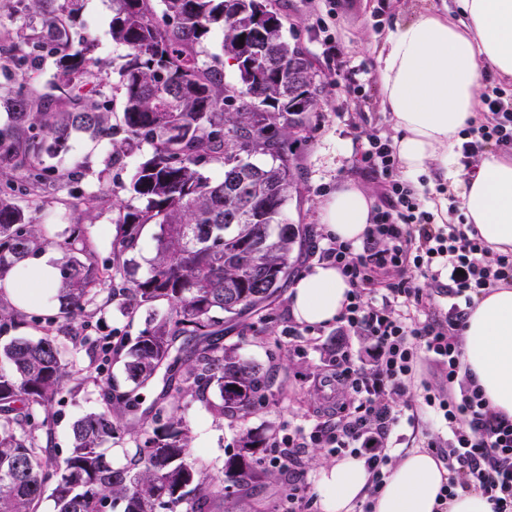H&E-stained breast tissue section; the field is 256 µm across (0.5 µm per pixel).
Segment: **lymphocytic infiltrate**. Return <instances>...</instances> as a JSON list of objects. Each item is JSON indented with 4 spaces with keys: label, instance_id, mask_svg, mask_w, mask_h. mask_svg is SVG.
Returning a JSON list of instances; mask_svg holds the SVG:
<instances>
[{
    "label": "lymphocytic infiltrate",
    "instance_id": "lymphocytic-infiltrate-1",
    "mask_svg": "<svg viewBox=\"0 0 512 512\" xmlns=\"http://www.w3.org/2000/svg\"><path fill=\"white\" fill-rule=\"evenodd\" d=\"M483 102L484 122L464 134L466 162L491 145L512 149V108L493 93L484 94ZM358 139L361 168L378 181L380 193L363 245L330 237L313 255L347 278L349 302L337 323L343 332L373 340L374 364L364 368L350 350L336 351L323 382L345 393L348 405L311 429L297 427L273 441L270 461L300 478L301 450L315 443L366 456L373 485L381 487L389 475L386 441L403 415L387 398L408 395L407 381L422 353L459 386L446 396L429 391L423 397L450 434L439 450L449 472L441 500L460 489L476 490L492 512H512V421L493 414L480 389L460 379L466 309L475 296L512 283V254H492L473 227L457 220L456 204L448 206L451 222L434 223L413 185L399 178L390 140L365 133ZM422 277L446 282L447 307L420 287Z\"/></svg>",
    "mask_w": 512,
    "mask_h": 512
}]
</instances>
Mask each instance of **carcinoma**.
Masks as SVG:
<instances>
[{"mask_svg":"<svg viewBox=\"0 0 512 512\" xmlns=\"http://www.w3.org/2000/svg\"><path fill=\"white\" fill-rule=\"evenodd\" d=\"M78 2L9 0L24 27L0 47L16 71L0 96L9 117L0 125V335L40 332L0 346V512H37L46 495L54 512L119 505L123 512H216L227 483L268 473L267 441L242 434L237 454L213 473L192 454L183 410L199 402L218 418L245 419L280 395L269 371L224 345V319L280 292L291 273L296 232L282 214L294 173L285 140L306 130L323 86L306 53L285 37L272 0H160V18L154 0H113L112 39L127 53L118 86L125 138L112 158L145 145L151 152L127 187L131 202L118 206L109 255L100 257L75 227L64 243L57 312L34 315L11 302L3 281L50 241L15 198H42L80 181L78 168L47 166L45 158L67 152L75 133L97 139L112 130L103 86L90 81L96 45L72 38ZM213 27L224 32L223 55L207 64L199 46ZM242 35L272 64H247ZM47 58L57 72L40 86L32 72ZM226 60L234 62L235 83L224 81ZM212 163L224 168L218 179L203 171ZM150 224L158 228L156 255L135 279L132 253ZM159 302L167 314L118 345L87 333L114 306L133 316ZM74 350L85 351L91 375L73 377L67 356ZM120 354L129 385L112 376L99 383ZM90 381L101 385L100 407L73 422L68 453L58 460L52 404ZM119 434L131 446L117 465L108 444Z\"/></svg>","mask_w":512,"mask_h":512,"instance_id":"obj_1","label":"carcinoma"}]
</instances>
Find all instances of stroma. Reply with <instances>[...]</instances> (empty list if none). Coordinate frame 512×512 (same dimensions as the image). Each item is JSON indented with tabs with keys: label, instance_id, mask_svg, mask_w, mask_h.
Returning <instances> with one entry per match:
<instances>
[{
	"label": "stroma",
	"instance_id": "1",
	"mask_svg": "<svg viewBox=\"0 0 512 512\" xmlns=\"http://www.w3.org/2000/svg\"><path fill=\"white\" fill-rule=\"evenodd\" d=\"M276 10L285 20V34L308 56L324 91L313 112L302 140L287 141L286 148L296 175V188L288 198L283 213L285 223L295 225L299 234L291 260L294 275L307 272L315 264L312 252L322 232L318 204L344 182L370 186V179L357 172L359 166L355 140L360 130L377 129L393 136L392 115L382 104L377 76V52L395 21L406 20L421 11L454 8L455 0H336L335 17H327L326 0H274ZM111 0H82L81 10L72 26L75 40L94 39L101 60L100 79L110 84L109 102L112 135L93 141L82 134L73 135L71 149L62 156L64 166L78 165L85 176L79 183L55 191L51 200H32L18 196V204L44 224L56 257H63L62 240L70 228L80 226L94 241L101 254H108L115 236L114 202L128 200L127 187L144 154L135 151L123 156L117 165H109L113 143L123 136V98L112 86L126 49L112 39ZM341 41L350 65L365 64L360 74L359 95L346 97L336 83V62L324 52V37ZM290 313V297L280 291L258 311L225 322L224 342L236 346L239 354L269 369L281 395L275 402L259 407L247 419L232 420L212 416L198 403L188 407L185 418L194 436L193 452L206 463L221 469L238 451V436L250 430L260 435L275 433L283 437L289 428L311 426L327 420L344 402L343 394L322 386L329 349L351 344L366 350L369 342L359 336L344 337L335 325L313 327L305 341L289 339L285 334ZM415 400L406 410L401 424L387 440L391 458H399L413 448H428L441 429L422 396L425 388L447 389L448 383L427 356H419L409 383ZM97 392L86 387L78 397L61 395L52 406L54 441L58 456H65L71 425L83 413L96 409ZM288 492V475L272 469L248 484L229 489L226 502L232 512H275Z\"/></svg>",
	"mask_w": 512,
	"mask_h": 512
}]
</instances>
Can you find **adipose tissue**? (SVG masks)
<instances>
[{"label": "adipose tissue", "mask_w": 512, "mask_h": 512, "mask_svg": "<svg viewBox=\"0 0 512 512\" xmlns=\"http://www.w3.org/2000/svg\"><path fill=\"white\" fill-rule=\"evenodd\" d=\"M458 16L422 12L395 23L378 55L382 103L391 112L393 147L403 174L434 171L458 188L459 207L492 252H512V155L485 154L473 171L457 169L462 130L482 119V71L512 81V0H458ZM372 217L366 189L337 186L320 204L325 234L361 243ZM59 278L57 259L43 251L20 262L4 282L14 304L45 305ZM350 286L335 265H315L290 290L293 317L325 326L347 304ZM461 373L478 385L492 412L512 420V285L475 297L461 331ZM372 474L362 456L323 467L324 512H352ZM448 480L436 458L415 448L393 466L374 497L373 512H491L475 490L448 503L439 494Z\"/></svg>", "instance_id": "ef3b65f1"}]
</instances>
